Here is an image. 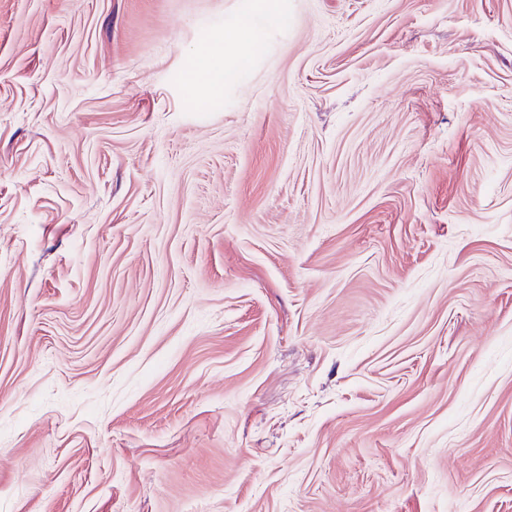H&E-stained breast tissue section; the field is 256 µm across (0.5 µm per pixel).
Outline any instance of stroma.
I'll return each mask as SVG.
<instances>
[{
  "label": "stroma",
  "mask_w": 512,
  "mask_h": 512,
  "mask_svg": "<svg viewBox=\"0 0 512 512\" xmlns=\"http://www.w3.org/2000/svg\"><path fill=\"white\" fill-rule=\"evenodd\" d=\"M0 512H512V0H0ZM219 54V47L216 44L202 46L194 61L193 69L190 72V79L193 81H209L214 73L213 60Z\"/></svg>",
  "instance_id": "1"
}]
</instances>
